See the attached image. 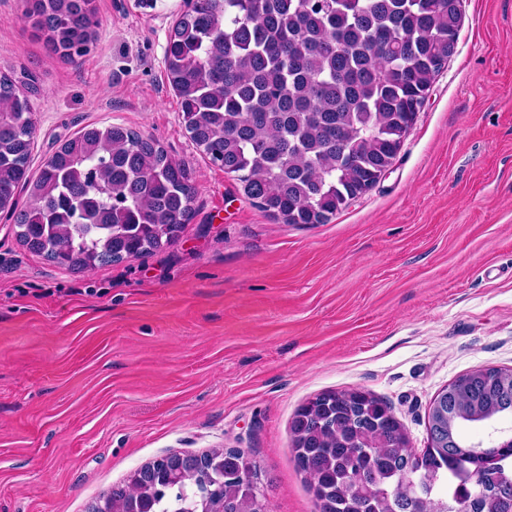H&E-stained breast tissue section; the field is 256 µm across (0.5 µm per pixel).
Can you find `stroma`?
<instances>
[{"label": "stroma", "mask_w": 512, "mask_h": 512, "mask_svg": "<svg viewBox=\"0 0 512 512\" xmlns=\"http://www.w3.org/2000/svg\"><path fill=\"white\" fill-rule=\"evenodd\" d=\"M89 52L0 0V75L33 105L38 171L122 125L185 164L164 251L72 271L0 214V512H86L171 452H250L270 512H318L291 419L325 391L387 401L413 450L437 394L512 367V0H462L454 55L390 170L330 223L284 224L190 140L164 53L183 0H93Z\"/></svg>", "instance_id": "obj_1"}]
</instances>
